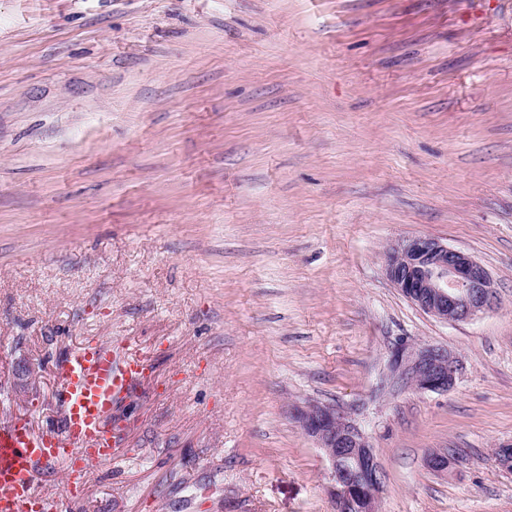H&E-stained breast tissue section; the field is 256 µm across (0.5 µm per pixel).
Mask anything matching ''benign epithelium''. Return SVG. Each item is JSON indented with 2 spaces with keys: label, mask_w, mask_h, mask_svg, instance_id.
Segmentation results:
<instances>
[{
  "label": "benign epithelium",
  "mask_w": 512,
  "mask_h": 512,
  "mask_svg": "<svg viewBox=\"0 0 512 512\" xmlns=\"http://www.w3.org/2000/svg\"><path fill=\"white\" fill-rule=\"evenodd\" d=\"M384 272L407 300L444 322L474 319L496 304L488 270L468 253L432 238L391 243L384 254ZM389 370L401 385L446 392L455 385L461 363L446 348L403 344L392 351ZM293 415L325 453L336 512H377L384 473L375 448L352 417L327 403L296 407Z\"/></svg>",
  "instance_id": "benign-epithelium-1"
}]
</instances>
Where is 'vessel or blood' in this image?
I'll return each instance as SVG.
<instances>
[{"label":"vessel or blood","mask_w":512,"mask_h":512,"mask_svg":"<svg viewBox=\"0 0 512 512\" xmlns=\"http://www.w3.org/2000/svg\"><path fill=\"white\" fill-rule=\"evenodd\" d=\"M142 373L120 341L90 340L60 359L55 397L61 433H38L22 422L0 427V512H66L84 471L113 460L105 420ZM59 463L70 465L72 489L52 499L40 492L37 478L41 466Z\"/></svg>","instance_id":"obj_1"}]
</instances>
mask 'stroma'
Segmentation results:
<instances>
[{
	"label": "stroma",
	"instance_id": "1",
	"mask_svg": "<svg viewBox=\"0 0 512 512\" xmlns=\"http://www.w3.org/2000/svg\"><path fill=\"white\" fill-rule=\"evenodd\" d=\"M413 236L497 307L409 302ZM92 338L145 373L68 512H334L310 402L370 437L379 512H512V0H0V425L57 429ZM402 342L455 387L393 382ZM384 272L407 300L444 322L474 319L496 304L488 270L468 253L432 238L391 243L384 254ZM390 376L396 383L423 392H447L458 378L461 363L446 348L399 345L391 353Z\"/></svg>",
	"mask_w": 512,
	"mask_h": 512
}]
</instances>
